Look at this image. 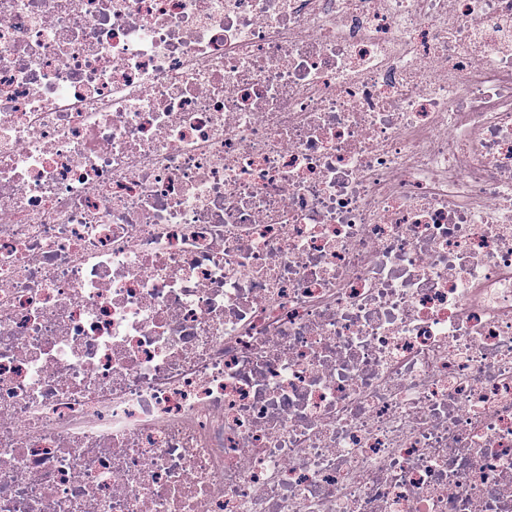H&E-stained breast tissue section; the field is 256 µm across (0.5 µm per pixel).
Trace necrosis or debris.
<instances>
[{
    "instance_id": "1",
    "label": "necrosis or debris",
    "mask_w": 512,
    "mask_h": 512,
    "mask_svg": "<svg viewBox=\"0 0 512 512\" xmlns=\"http://www.w3.org/2000/svg\"><path fill=\"white\" fill-rule=\"evenodd\" d=\"M0 512H512V0H0Z\"/></svg>"
}]
</instances>
